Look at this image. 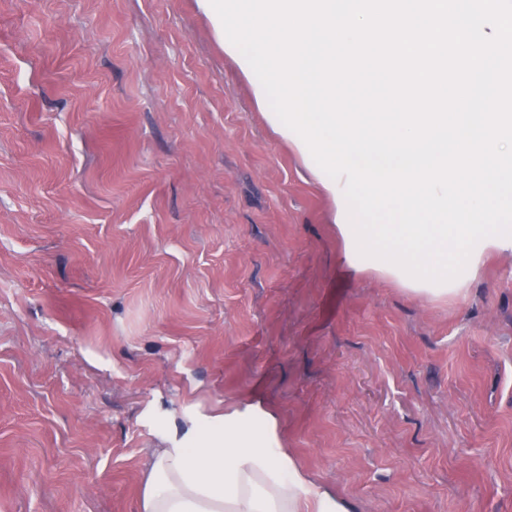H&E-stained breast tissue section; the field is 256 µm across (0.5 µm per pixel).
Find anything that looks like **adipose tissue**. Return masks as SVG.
<instances>
[{"instance_id": "adipose-tissue-1", "label": "adipose tissue", "mask_w": 512, "mask_h": 512, "mask_svg": "<svg viewBox=\"0 0 512 512\" xmlns=\"http://www.w3.org/2000/svg\"><path fill=\"white\" fill-rule=\"evenodd\" d=\"M162 442L149 453L140 512H354L283 448L261 402L190 412Z\"/></svg>"}]
</instances>
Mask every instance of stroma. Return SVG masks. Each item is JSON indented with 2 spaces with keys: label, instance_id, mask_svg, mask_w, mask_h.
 <instances>
[{
  "label": "stroma",
  "instance_id": "stroma-1",
  "mask_svg": "<svg viewBox=\"0 0 512 512\" xmlns=\"http://www.w3.org/2000/svg\"><path fill=\"white\" fill-rule=\"evenodd\" d=\"M335 212L197 0H0V512H139L245 399L355 512H512V250L415 298Z\"/></svg>",
  "mask_w": 512,
  "mask_h": 512
}]
</instances>
